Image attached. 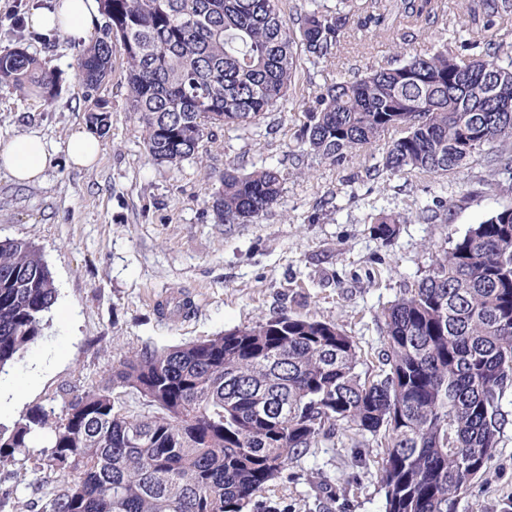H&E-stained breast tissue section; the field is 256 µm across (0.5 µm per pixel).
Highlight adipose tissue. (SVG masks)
<instances>
[{
  "label": "adipose tissue",
  "mask_w": 512,
  "mask_h": 512,
  "mask_svg": "<svg viewBox=\"0 0 512 512\" xmlns=\"http://www.w3.org/2000/svg\"><path fill=\"white\" fill-rule=\"evenodd\" d=\"M102 20L98 0H46L44 5L33 7L27 24L41 35H59L79 47L88 42ZM60 151L73 166L87 168L99 157L100 140L83 127L74 129L59 149L37 136L1 140L0 168L18 183H32L41 179Z\"/></svg>",
  "instance_id": "obj_1"
}]
</instances>
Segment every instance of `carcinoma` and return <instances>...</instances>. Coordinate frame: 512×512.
I'll return each mask as SVG.
<instances>
[{"instance_id": "obj_1", "label": "carcinoma", "mask_w": 512, "mask_h": 512, "mask_svg": "<svg viewBox=\"0 0 512 512\" xmlns=\"http://www.w3.org/2000/svg\"><path fill=\"white\" fill-rule=\"evenodd\" d=\"M102 36L73 68L93 97L126 60L129 111L158 165L198 156L215 127L251 128L286 99L303 61L333 57L349 30L386 38L393 54L324 85L305 111L302 152L341 167L384 142L366 176L456 174L478 161L486 185L512 174V0H465L471 34L410 52L446 0H339L286 17L285 0H99ZM0 85L51 106L53 73L22 42L0 50ZM96 105L88 122L107 129ZM398 136L386 141L384 137ZM274 167L218 176L212 208L247 224L276 205ZM408 218L380 213L393 238ZM58 294L40 250L0 242V373L44 334ZM377 372L337 324L284 312L211 338L126 354L60 413L37 407L0 426V463L42 442L29 486L65 478L38 512H284L271 492L289 465L339 429L380 439L384 512H458L506 425L512 386V202L457 237L428 273L381 311ZM148 412L132 414L125 395Z\"/></svg>"}]
</instances>
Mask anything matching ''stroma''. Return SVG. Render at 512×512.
<instances>
[{
	"mask_svg": "<svg viewBox=\"0 0 512 512\" xmlns=\"http://www.w3.org/2000/svg\"><path fill=\"white\" fill-rule=\"evenodd\" d=\"M36 2L0 0V50L25 39L56 72L59 96L47 107L0 86V139L35 134L59 144L85 125L95 103L75 78V47L21 28ZM390 55L386 39L350 31L337 55L306 67L259 126L214 129L198 157L175 168L149 161L138 116L128 109L124 60L115 57L99 93L111 127L93 167L73 168L60 152L36 183L0 171V241L36 245L58 290L43 336L0 373V425L13 426L38 406L60 408L64 389L98 383L142 345L202 340L283 310L338 324L365 359L359 372L372 375L383 346L381 309L427 274L448 235L512 201V193L483 185L477 164L460 175L403 174L347 186L346 169L372 167L378 145L344 169L311 156L292 159L319 87ZM228 166L282 172L281 198L259 222H218L212 194ZM442 197L450 202L443 219L418 222V212L437 208ZM382 211L407 219L387 242L370 222ZM173 297L191 300L189 315L159 313V300ZM502 409L508 422L499 445L458 512H512V388ZM382 456L376 441L357 447L351 432H337L335 444L292 464L275 494L287 512H381Z\"/></svg>",
	"mask_w": 512,
	"mask_h": 512,
	"instance_id": "stroma-1",
	"label": "stroma"
}]
</instances>
